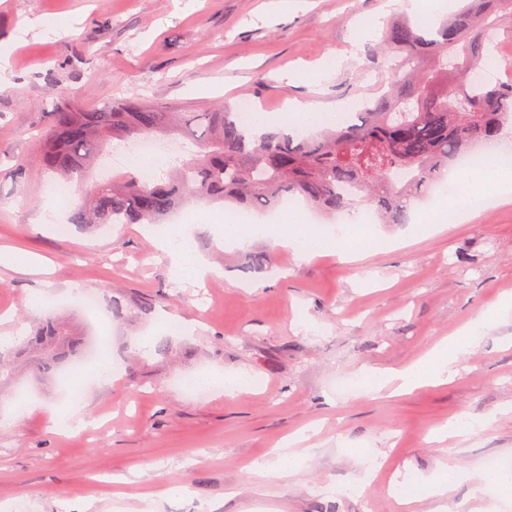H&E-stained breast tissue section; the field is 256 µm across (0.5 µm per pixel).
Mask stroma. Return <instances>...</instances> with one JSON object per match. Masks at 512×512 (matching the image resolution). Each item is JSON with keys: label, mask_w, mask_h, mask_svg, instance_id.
<instances>
[{"label": "stroma", "mask_w": 512, "mask_h": 512, "mask_svg": "<svg viewBox=\"0 0 512 512\" xmlns=\"http://www.w3.org/2000/svg\"><path fill=\"white\" fill-rule=\"evenodd\" d=\"M384 0H0V157H28L36 115L68 95L85 109L147 101L208 112L246 100L286 118L290 106H358L382 75L354 42L357 21ZM67 26L53 31L57 20ZM0 181V506L25 512H512L483 495L487 459L512 460V316L486 327L442 384L365 391V372L402 368L512 295V204L487 205L435 230L372 224L370 254L306 258L264 235L244 248L212 231L224 207L192 203L171 224L194 225L215 274L181 280L140 224H72L70 201ZM55 224L38 223L46 209ZM67 225L58 233L56 224ZM264 253L266 266L247 270ZM125 309L114 316L113 293ZM98 300L97 315L76 297ZM66 335L103 339L116 368L83 387L96 425L60 432L72 406L38 357L14 352L41 317ZM256 387L228 397L212 377ZM202 379L200 392L179 378ZM486 421L469 438L438 440L449 420ZM303 454L279 478L282 448ZM444 496L423 487L448 469ZM415 487L401 501L392 488Z\"/></svg>", "instance_id": "1"}]
</instances>
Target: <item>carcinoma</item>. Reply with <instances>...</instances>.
Returning a JSON list of instances; mask_svg holds the SVG:
<instances>
[{
	"label": "carcinoma",
	"mask_w": 512,
	"mask_h": 512,
	"mask_svg": "<svg viewBox=\"0 0 512 512\" xmlns=\"http://www.w3.org/2000/svg\"><path fill=\"white\" fill-rule=\"evenodd\" d=\"M499 31L512 34V0H463L434 27L394 21L383 43L369 47L370 56L380 52L388 63L383 90L364 99L351 119L311 137H250L224 106L170 112L147 102L114 103L88 112L63 100L46 113L34 162L0 169V181L23 190L35 169L64 184L86 181L116 140L189 136L195 152L160 178L146 181L131 169L92 183L71 223L158 224L193 198L268 212L297 193L327 215L362 206L382 224H405L411 201L429 197L456 159L496 143L512 124V77L463 82L490 56ZM29 343L43 350L49 374L86 347L83 340L63 343L54 314L41 317Z\"/></svg>",
	"instance_id": "obj_1"
}]
</instances>
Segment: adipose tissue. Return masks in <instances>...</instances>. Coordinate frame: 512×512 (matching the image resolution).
<instances>
[{"mask_svg":"<svg viewBox=\"0 0 512 512\" xmlns=\"http://www.w3.org/2000/svg\"><path fill=\"white\" fill-rule=\"evenodd\" d=\"M326 115L322 112H311L301 108H293L287 120L276 121L268 114L256 113L252 124L255 135L269 132L309 131L323 125ZM448 186V203L455 206L466 202L476 194L490 198L491 202L505 204L512 201V167L495 166L478 169L449 168L446 179ZM362 220L358 211L344 213L338 232L329 233L320 225L306 221L303 212L292 213L287 225L279 224H226L222 227L221 237L224 241L238 247L248 246L260 234L271 237L280 246L299 250L306 240H317L323 250L340 254L348 253L352 247L351 231ZM158 250L167 254L173 264L175 273L189 274L196 278H204L212 268L207 261L199 256L187 227L168 230L155 239ZM479 330L478 325L463 328L460 337L450 338L443 350L431 357L387 373L372 375L371 381L375 388L395 386L397 390L409 391L417 386L436 381L446 367L457 359L461 338H474Z\"/></svg>","mask_w":512,"mask_h":512,"instance_id":"ef3b65f1","label":"adipose tissue"}]
</instances>
